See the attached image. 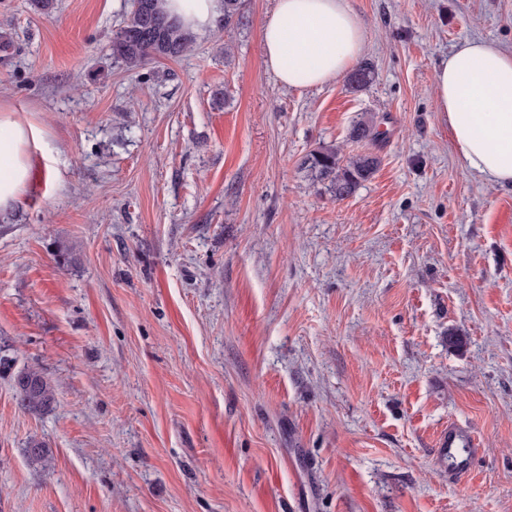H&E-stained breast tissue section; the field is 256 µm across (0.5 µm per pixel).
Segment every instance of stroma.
Wrapping results in <instances>:
<instances>
[{
	"label": "stroma",
	"mask_w": 512,
	"mask_h": 512,
	"mask_svg": "<svg viewBox=\"0 0 512 512\" xmlns=\"http://www.w3.org/2000/svg\"><path fill=\"white\" fill-rule=\"evenodd\" d=\"M274 5L131 70L130 0H0V106L39 132L0 215V512H512V189L435 94L462 40L512 48V0H351L360 91L281 85ZM329 145L380 159L341 201L299 168ZM31 366L50 412L16 401ZM18 404L34 412L50 411L55 403V388L36 367H28L14 376ZM455 425H448V432L441 438L438 449L443 450L448 461V472L457 478H464L470 471L472 461L477 455L473 441L464 437Z\"/></svg>",
	"instance_id": "obj_1"
}]
</instances>
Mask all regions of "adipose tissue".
I'll use <instances>...</instances> for the list:
<instances>
[{"label": "adipose tissue", "instance_id": "adipose-tissue-1", "mask_svg": "<svg viewBox=\"0 0 512 512\" xmlns=\"http://www.w3.org/2000/svg\"><path fill=\"white\" fill-rule=\"evenodd\" d=\"M185 27L210 28L222 0H165ZM264 63L280 84L312 88L337 79L363 56V27L349 0H276L262 28ZM439 110L464 167L484 182L512 188V49L463 40L435 71ZM36 129L0 110V210L21 194Z\"/></svg>", "mask_w": 512, "mask_h": 512}]
</instances>
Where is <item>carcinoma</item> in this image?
<instances>
[{
  "mask_svg": "<svg viewBox=\"0 0 512 512\" xmlns=\"http://www.w3.org/2000/svg\"><path fill=\"white\" fill-rule=\"evenodd\" d=\"M224 27L245 23L243 0H224ZM192 32L171 16L163 0H131V11L125 25L112 35V56L131 69L154 58L176 59L191 50ZM373 66L363 62L347 76V85L359 91L372 83ZM374 117L362 115L352 126L350 137L357 141L375 137ZM377 156L356 154L345 156L338 146L321 147L303 157L300 169L312 183L323 184L332 196L344 200L353 196L361 185L376 172ZM18 404L25 410L47 412L55 403V388L36 367H29L14 376Z\"/></svg>",
  "mask_w": 512,
  "mask_h": 512,
  "instance_id": "cac0c4a2",
  "label": "carcinoma"
}]
</instances>
